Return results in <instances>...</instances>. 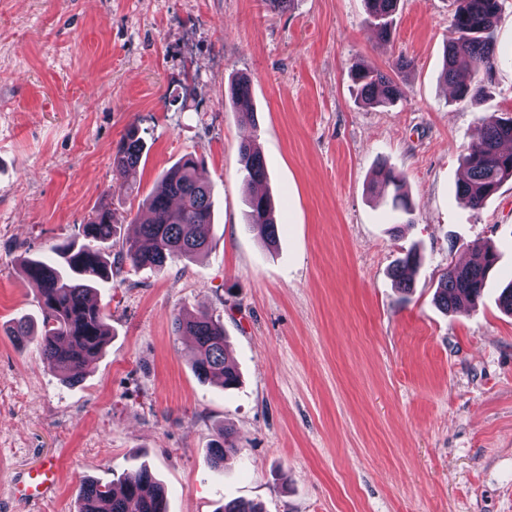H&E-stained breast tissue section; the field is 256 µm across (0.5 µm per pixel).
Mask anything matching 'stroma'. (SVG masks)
Masks as SVG:
<instances>
[{
	"mask_svg": "<svg viewBox=\"0 0 512 512\" xmlns=\"http://www.w3.org/2000/svg\"><path fill=\"white\" fill-rule=\"evenodd\" d=\"M452 0H400L390 42L364 0H0V512H77L80 480L147 466L169 512H512V180L482 209L457 198L460 157L482 121L512 115V0L494 31L484 93L442 78ZM406 93L364 105L350 68L390 71ZM251 79L256 124L228 101ZM146 143L127 190L112 155L130 124ZM256 144L279 240L249 230L241 142ZM213 193L210 248L167 270L123 265L96 298L110 340L64 383L17 321L40 320L19 261L74 237L110 205L128 239L143 202L182 157ZM413 203L398 227L376 166ZM492 242L498 271L468 312L440 309L448 267ZM413 292L390 278L409 249ZM219 315L238 389L194 373L172 316ZM240 452L211 468L220 427ZM56 467L38 503L17 473Z\"/></svg>",
	"mask_w": 512,
	"mask_h": 512,
	"instance_id": "obj_1",
	"label": "stroma"
}]
</instances>
